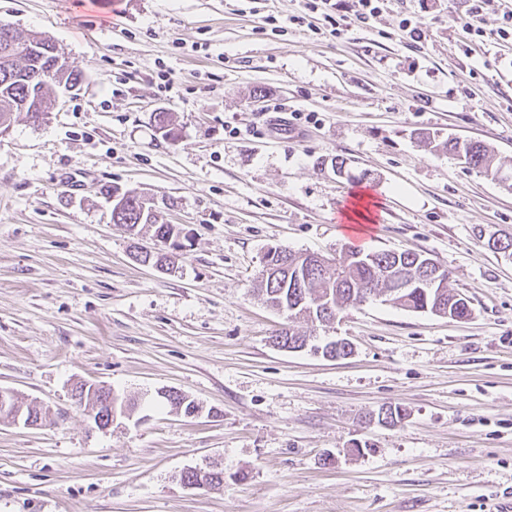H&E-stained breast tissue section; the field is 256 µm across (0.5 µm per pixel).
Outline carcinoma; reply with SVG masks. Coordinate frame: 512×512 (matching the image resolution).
I'll return each mask as SVG.
<instances>
[{"label": "carcinoma", "mask_w": 512, "mask_h": 512, "mask_svg": "<svg viewBox=\"0 0 512 512\" xmlns=\"http://www.w3.org/2000/svg\"><path fill=\"white\" fill-rule=\"evenodd\" d=\"M48 41L50 38L42 34L16 28L9 38L0 35V122H11L21 113L31 120V111L44 113L45 103L61 88L75 90L83 82V70L58 52L51 56L58 63L52 76L30 78L35 69L44 68L38 45ZM441 147L468 168L493 176L512 190V175H501L495 165V151L486 143L450 137ZM139 199L138 195L128 194L127 203L111 212L112 223L123 225L133 236L148 225L154 228L158 241L175 242L181 233L178 225L158 223L157 214L143 211ZM427 260V255L414 251L347 250L322 259L315 253L270 248L264 256L257 292L268 308L290 321L301 317L318 323L334 321L360 293L415 312L456 320L470 318L469 302L448 289V270L436 263L430 265ZM163 401L186 416L195 409L194 400L177 392H170ZM181 478L216 487L224 484V469L187 472Z\"/></svg>", "instance_id": "1"}]
</instances>
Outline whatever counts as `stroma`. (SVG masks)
Wrapping results in <instances>:
<instances>
[{
    "mask_svg": "<svg viewBox=\"0 0 512 512\" xmlns=\"http://www.w3.org/2000/svg\"><path fill=\"white\" fill-rule=\"evenodd\" d=\"M308 4L0 0V21L85 72L0 137V388L47 414L0 421V512H512V258L486 245L512 233V190L418 138L483 141L511 173L512 47L464 54L467 0H391L337 35ZM405 17L421 41L399 38ZM274 103L315 120L275 135ZM105 184L181 225L173 268L133 260L153 231L114 226ZM360 190L380 201L365 249L427 253L471 318L370 299L296 325L351 357L278 348L283 319L255 292L265 252L351 247ZM80 381L137 407L100 429ZM160 389L205 413L171 412ZM388 405L397 426L370 418ZM214 460L223 486L181 484Z\"/></svg>",
    "mask_w": 512,
    "mask_h": 512,
    "instance_id": "stroma-1",
    "label": "stroma"
}]
</instances>
